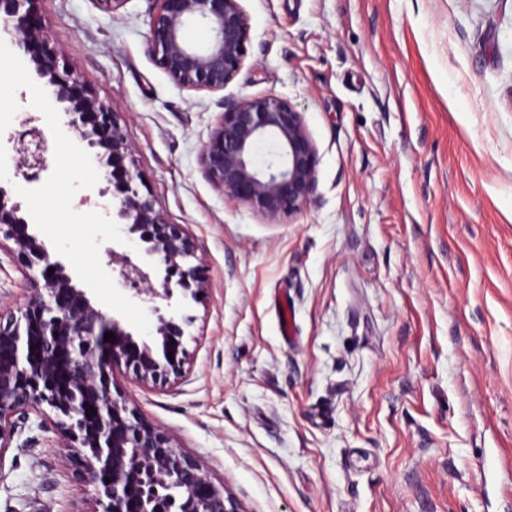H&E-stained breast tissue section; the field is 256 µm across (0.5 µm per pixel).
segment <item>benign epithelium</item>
I'll return each mask as SVG.
<instances>
[{
	"instance_id": "1",
	"label": "benign epithelium",
	"mask_w": 512,
	"mask_h": 512,
	"mask_svg": "<svg viewBox=\"0 0 512 512\" xmlns=\"http://www.w3.org/2000/svg\"><path fill=\"white\" fill-rule=\"evenodd\" d=\"M40 0H0V30L29 57L35 79L52 88L66 117L87 147L107 185L95 206L151 262L105 248L118 282L149 306L155 316L150 340L137 341L119 321L95 307L73 284L66 266L50 257L44 243L29 232L21 206L0 185V249L43 264L45 293L28 300L22 322L0 326V466L14 436L31 426V417L49 408L64 419L57 430L65 447L78 454L88 483L107 500L104 512H237L229 506L198 464L172 446L167 436L126 416L112 397L107 370L134 351L137 377L146 381L180 367L168 358L179 338L173 317L163 311L175 294L196 298L203 283L199 267L183 268L193 250L183 226L168 223L152 201L139 195L128 175L110 181L130 151L110 105L59 69L57 50L46 30L26 17ZM200 23L208 31L203 48L190 44L185 31ZM250 38L249 17L240 0H157L150 27V48L168 77L190 91L219 92L240 70ZM220 119L200 154L202 173L225 199L252 208L268 222L314 201L317 148L302 114L275 95L221 99ZM18 155L17 174L27 181L49 168L46 139L32 127V139L17 132L9 138ZM271 145L277 162L261 163L259 150ZM13 245H8V242ZM53 274H47L49 268ZM112 332L115 339L104 341ZM161 345L163 360L153 353ZM95 414H90V410ZM110 482H105V478Z\"/></svg>"
}]
</instances>
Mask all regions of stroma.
<instances>
[{
    "mask_svg": "<svg viewBox=\"0 0 512 512\" xmlns=\"http://www.w3.org/2000/svg\"><path fill=\"white\" fill-rule=\"evenodd\" d=\"M241 4L247 54L220 93L157 64L154 0L39 4L205 273L180 373L142 382L118 361L113 397L238 512H512V0ZM266 94L301 111L318 158L314 202L273 224L199 163L217 100ZM40 277L0 258V316ZM55 420L15 435L0 512H100Z\"/></svg>",
    "mask_w": 512,
    "mask_h": 512,
    "instance_id": "stroma-1",
    "label": "stroma"
}]
</instances>
